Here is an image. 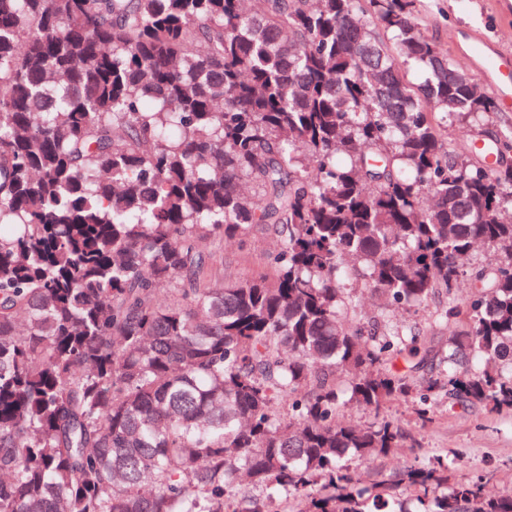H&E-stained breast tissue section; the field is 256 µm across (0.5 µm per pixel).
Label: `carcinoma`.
Masks as SVG:
<instances>
[{
	"label": "carcinoma",
	"instance_id": "1",
	"mask_svg": "<svg viewBox=\"0 0 512 512\" xmlns=\"http://www.w3.org/2000/svg\"><path fill=\"white\" fill-rule=\"evenodd\" d=\"M413 2L0 0V512H512L352 470L395 401L512 411V139L447 141L496 100ZM351 266L447 350L348 318ZM214 246L224 255V277L249 278L267 265L274 238L270 230L255 227L247 245L223 239ZM442 304L443 298L440 296L432 300L425 308L416 310L415 313L413 312V308L411 311L405 308H398L392 310L390 316L393 322L400 326L405 332H417L418 330H420V332H427L429 336L431 334V336L435 337V343L438 344L439 347H446L448 335L454 330L456 324L448 322L447 325L433 326L431 329V325H433L432 315Z\"/></svg>",
	"mask_w": 512,
	"mask_h": 512
}]
</instances>
